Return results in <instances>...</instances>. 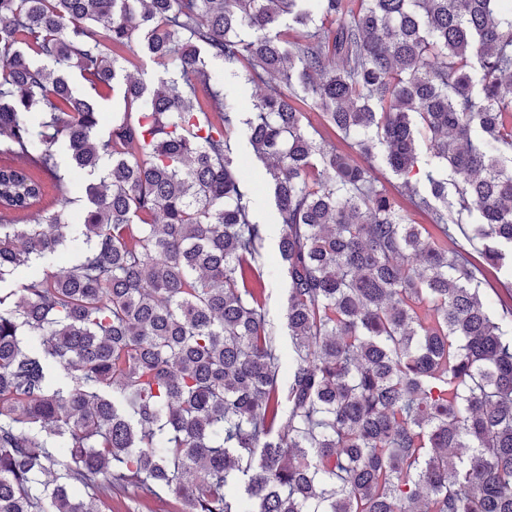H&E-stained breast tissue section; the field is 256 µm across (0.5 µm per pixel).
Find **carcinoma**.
<instances>
[{
    "instance_id": "cac0c4a2",
    "label": "carcinoma",
    "mask_w": 512,
    "mask_h": 512,
    "mask_svg": "<svg viewBox=\"0 0 512 512\" xmlns=\"http://www.w3.org/2000/svg\"><path fill=\"white\" fill-rule=\"evenodd\" d=\"M213 60L265 85L252 116ZM237 122L280 218L284 382ZM59 143L93 176L78 226ZM0 155V512H512V305L484 288L512 272V0H0ZM141 56L140 53L136 52V50L133 52L126 53V57L133 61L134 63H137V67H133L130 64L126 63V69L127 72L131 75L143 78L144 81L147 84H154L157 80V77L161 73V68H159L156 64L151 62L148 58H141L138 61V56ZM138 61V62H137ZM310 118L315 128L327 140H330L331 142L335 143L336 146H338L344 152L348 153L357 162H365V160L359 155H357L355 151L351 148V138H346L338 130L335 131L331 127L327 126L323 118L320 117L319 114H317L316 112H310Z\"/></svg>"
}]
</instances>
